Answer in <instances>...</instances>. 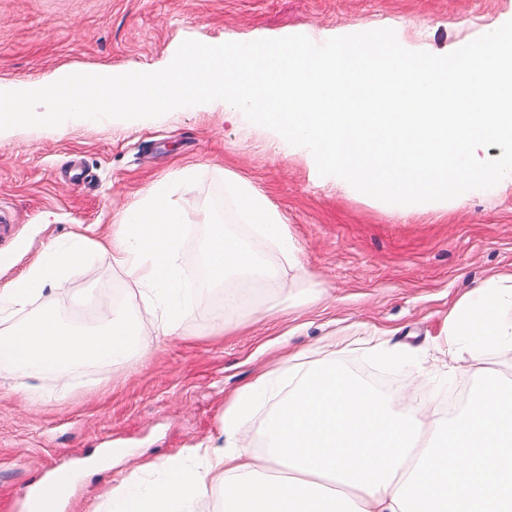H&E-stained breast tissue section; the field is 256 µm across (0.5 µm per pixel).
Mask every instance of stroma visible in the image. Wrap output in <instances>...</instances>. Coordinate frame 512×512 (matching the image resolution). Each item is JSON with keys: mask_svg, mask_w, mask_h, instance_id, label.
<instances>
[{"mask_svg": "<svg viewBox=\"0 0 512 512\" xmlns=\"http://www.w3.org/2000/svg\"><path fill=\"white\" fill-rule=\"evenodd\" d=\"M509 20L512 0H0V82H44L64 68L156 71L187 39L250 42L339 25L401 27L437 54ZM165 175L176 180L170 202L186 218V259L213 223L250 234L228 188L238 177L277 208L301 265L255 239L259 261L282 282L259 301L228 312L215 290L195 303L179 335L159 338L125 366L91 367L64 383L0 382V512H26L42 478L108 450L111 469L86 472L64 509L107 512L122 481L160 479L142 463L184 456L202 442L223 445L229 398L271 372L275 386L250 420L259 427L288 387L281 360L291 352H306L311 363L343 341L346 370L381 372L395 391L415 397L434 390L444 401L475 383L468 356L449 361L443 336L450 311L477 283L512 274V187L468 191L445 210L373 203L319 176L305 156L231 117L219 101L158 118L81 123L63 135L0 132V208L13 217L11 235L0 238V254L10 258L0 265V286L75 232L111 236ZM106 297L125 311L142 303L139 288L96 254L10 321L50 309L90 324ZM376 331L408 359L384 364L356 344Z\"/></svg>", "mask_w": 512, "mask_h": 512, "instance_id": "1", "label": "stroma"}]
</instances>
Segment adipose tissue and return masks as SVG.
Listing matches in <instances>:
<instances>
[{"mask_svg": "<svg viewBox=\"0 0 512 512\" xmlns=\"http://www.w3.org/2000/svg\"><path fill=\"white\" fill-rule=\"evenodd\" d=\"M230 188L243 220L296 261L267 197L243 180ZM118 228L114 239L77 232L47 247L0 286V313L54 290L95 253L140 288L143 307L128 315L102 302L95 329L65 325L49 311L0 325L1 381H65L146 354L155 337L178 335L200 291L183 275L184 220L167 181L156 182ZM200 258L209 281L223 288L225 308H241L248 284L277 285L251 239L223 225H211ZM445 342L449 358L468 354L478 379L462 413L443 416L431 393L416 400L383 393L333 360L297 366L287 396L259 427L248 420L263 376L229 399L223 447L192 449L194 470L181 458L157 463L161 481L113 489L112 512H190L212 490L224 512H512V376L483 364L485 351L512 345V275L491 277L462 299Z\"/></svg>", "mask_w": 512, "mask_h": 512, "instance_id": "adipose-tissue-1", "label": "adipose tissue"}]
</instances>
